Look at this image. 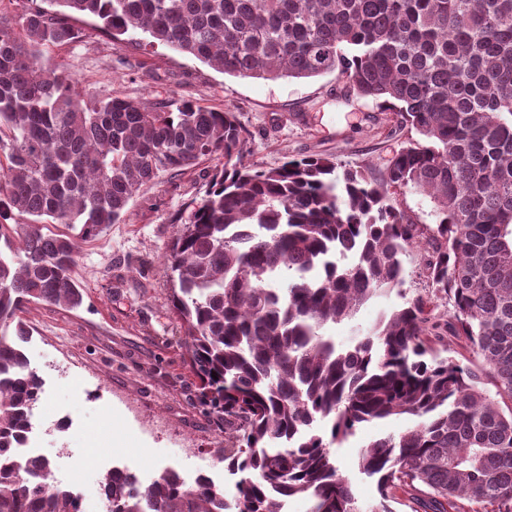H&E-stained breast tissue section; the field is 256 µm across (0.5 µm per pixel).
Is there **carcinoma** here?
Masks as SVG:
<instances>
[{
	"label": "carcinoma",
	"mask_w": 512,
	"mask_h": 512,
	"mask_svg": "<svg viewBox=\"0 0 512 512\" xmlns=\"http://www.w3.org/2000/svg\"><path fill=\"white\" fill-rule=\"evenodd\" d=\"M0 14V512H84L18 459L42 379L20 313L82 304L79 241L123 214L142 185L220 155L224 171L173 239L165 270L200 402L224 416L225 495L169 470L147 485L103 476L109 512H512V0H41ZM131 43L192 56L224 73L274 80L335 71L381 99L421 139L375 182L323 157L273 169L245 162L236 113L85 100L40 47L72 41L70 15ZM430 199L433 225L388 203ZM426 237L432 297L383 314L348 347L328 328L404 280L402 256ZM452 305L432 317L431 298ZM450 336L470 359L431 355ZM217 377H212V373ZM415 424L373 439L365 511L333 445L365 423Z\"/></svg>",
	"instance_id": "1"
}]
</instances>
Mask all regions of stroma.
Returning a JSON list of instances; mask_svg holds the SVG:
<instances>
[{"label": "stroma", "instance_id": "1", "mask_svg": "<svg viewBox=\"0 0 512 512\" xmlns=\"http://www.w3.org/2000/svg\"><path fill=\"white\" fill-rule=\"evenodd\" d=\"M72 23L78 38L45 47L40 61L68 73L86 99L119 96L150 106L192 100L231 109L249 134L247 162L263 168L318 155L378 179L417 137L397 126L382 101L346 94L332 72L276 81L233 77L161 46L114 43L92 17ZM222 165L213 156L142 186L122 223L82 244L72 271L82 305L32 304L24 314L31 336L25 352L43 381L32 415L35 438L52 462L53 482L80 494L85 512H106L95 497L96 477L114 467L131 469L146 484L171 468L189 485L204 473L226 493L234 491L224 465V423L199 402L183 364L173 283L163 265ZM428 249L423 242L404 255L401 287L333 328L338 344H351L404 298L430 295L420 275ZM412 424L407 416L367 423L334 445L362 507L377 497L359 469L362 446Z\"/></svg>", "mask_w": 512, "mask_h": 512}]
</instances>
